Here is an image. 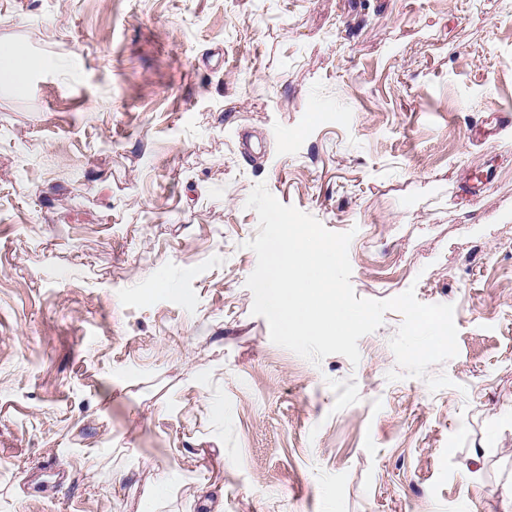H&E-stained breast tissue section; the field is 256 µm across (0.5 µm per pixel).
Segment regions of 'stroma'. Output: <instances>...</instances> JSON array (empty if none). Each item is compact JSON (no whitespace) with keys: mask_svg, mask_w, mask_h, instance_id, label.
I'll use <instances>...</instances> for the list:
<instances>
[{"mask_svg":"<svg viewBox=\"0 0 512 512\" xmlns=\"http://www.w3.org/2000/svg\"><path fill=\"white\" fill-rule=\"evenodd\" d=\"M0 512H512V0H0ZM386 312L313 364L253 315L257 184ZM31 65L32 61L22 56L12 43L0 41V87L21 88Z\"/></svg>","mask_w":512,"mask_h":512,"instance_id":"35a3bbf8","label":"stroma"}]
</instances>
